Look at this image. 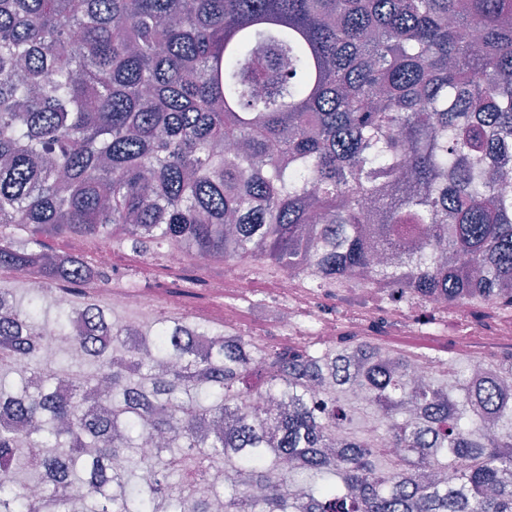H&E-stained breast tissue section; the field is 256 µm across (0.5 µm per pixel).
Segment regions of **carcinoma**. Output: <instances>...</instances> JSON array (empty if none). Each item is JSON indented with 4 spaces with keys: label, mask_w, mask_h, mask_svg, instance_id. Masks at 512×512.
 Returning a JSON list of instances; mask_svg holds the SVG:
<instances>
[{
    "label": "carcinoma",
    "mask_w": 512,
    "mask_h": 512,
    "mask_svg": "<svg viewBox=\"0 0 512 512\" xmlns=\"http://www.w3.org/2000/svg\"><path fill=\"white\" fill-rule=\"evenodd\" d=\"M510 180L512 0H0V270L41 282L25 307L0 289L22 375L0 512H181L187 489L190 512H512V350L482 376L449 351L444 385L373 336L281 350L98 305L76 334L60 303L46 336L41 315L101 277L41 238L118 228L133 252L512 310ZM49 342L94 366L66 397Z\"/></svg>",
    "instance_id": "1"
}]
</instances>
